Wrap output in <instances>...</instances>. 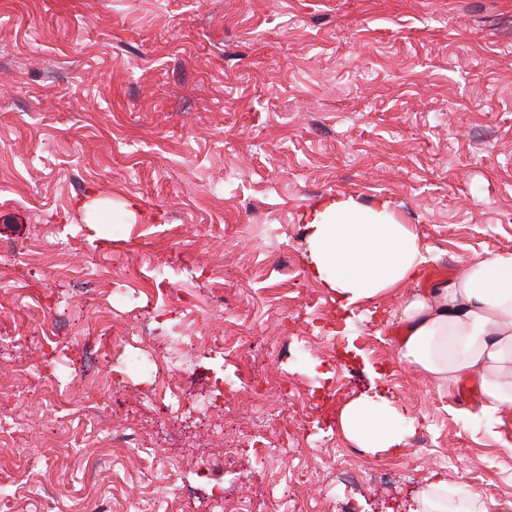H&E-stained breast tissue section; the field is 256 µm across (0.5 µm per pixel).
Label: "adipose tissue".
Masks as SVG:
<instances>
[{
	"label": "adipose tissue",
	"instance_id": "ef3b65f1",
	"mask_svg": "<svg viewBox=\"0 0 512 512\" xmlns=\"http://www.w3.org/2000/svg\"><path fill=\"white\" fill-rule=\"evenodd\" d=\"M312 274L342 309L353 310L412 280L432 261L409 225L396 222L388 201L364 208L352 201L314 206L306 215ZM400 361L416 366L438 388L476 376L488 423L512 414V253L471 260L463 273L415 293L400 310ZM359 447L389 455L405 444L408 427L384 393L363 396L339 416ZM424 512H490L478 496L434 481L421 493Z\"/></svg>",
	"mask_w": 512,
	"mask_h": 512
}]
</instances>
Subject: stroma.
Here are the masks:
<instances>
[{"instance_id": "35a3bbf8", "label": "stroma", "mask_w": 512, "mask_h": 512, "mask_svg": "<svg viewBox=\"0 0 512 512\" xmlns=\"http://www.w3.org/2000/svg\"><path fill=\"white\" fill-rule=\"evenodd\" d=\"M348 199L390 201L434 256L351 314L305 228ZM0 244L28 248L0 267V512H223L216 486L255 512H414L436 475L512 512V416L473 427L474 377L462 397L396 355L404 292L512 252V0H0ZM170 339L200 410L148 392ZM281 376L257 429L245 388ZM381 390L413 423L394 458L339 426ZM307 396L311 445L281 454Z\"/></svg>"}]
</instances>
